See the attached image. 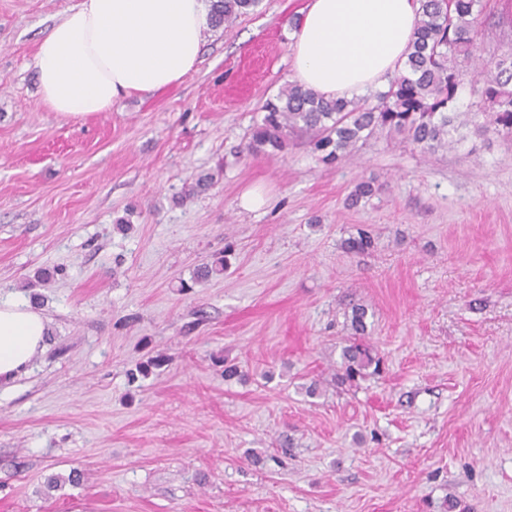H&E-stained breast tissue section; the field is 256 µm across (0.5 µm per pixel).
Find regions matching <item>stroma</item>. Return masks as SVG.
<instances>
[{"label":"stroma","instance_id":"stroma-1","mask_svg":"<svg viewBox=\"0 0 512 512\" xmlns=\"http://www.w3.org/2000/svg\"><path fill=\"white\" fill-rule=\"evenodd\" d=\"M77 2L0 0V295L50 322L0 392V504L512 512V138L476 133L482 82L445 148L251 153L308 2L260 0L180 84L74 121L39 104L34 55ZM484 2L481 64L512 47V0ZM356 304L382 371L344 383Z\"/></svg>","mask_w":512,"mask_h":512}]
</instances>
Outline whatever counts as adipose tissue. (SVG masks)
Here are the masks:
<instances>
[{
  "instance_id": "adipose-tissue-1",
  "label": "adipose tissue",
  "mask_w": 512,
  "mask_h": 512,
  "mask_svg": "<svg viewBox=\"0 0 512 512\" xmlns=\"http://www.w3.org/2000/svg\"><path fill=\"white\" fill-rule=\"evenodd\" d=\"M211 0H79L40 40L39 102L75 120L154 93L195 71ZM420 0H309L291 35L295 80L327 98H352L400 70ZM48 321L22 301L0 300V389L44 350Z\"/></svg>"
}]
</instances>
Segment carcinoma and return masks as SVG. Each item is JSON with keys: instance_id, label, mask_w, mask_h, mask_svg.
<instances>
[{"instance_id": "obj_1", "label": "carcinoma", "mask_w": 512, "mask_h": 512, "mask_svg": "<svg viewBox=\"0 0 512 512\" xmlns=\"http://www.w3.org/2000/svg\"><path fill=\"white\" fill-rule=\"evenodd\" d=\"M259 0H212L211 25L230 27ZM483 0H421L417 36L404 67L374 96L326 99L298 84H288L264 104L252 127L248 150H282L294 132L311 133L313 150L322 161L338 163L359 141L379 133L401 135L422 150L448 145L451 110L471 74V57L480 36ZM478 113L490 117L477 130L512 136V50L490 67ZM224 256L199 268L205 281L224 273ZM345 377L353 381L375 363L370 348L356 340L343 350Z\"/></svg>"}]
</instances>
